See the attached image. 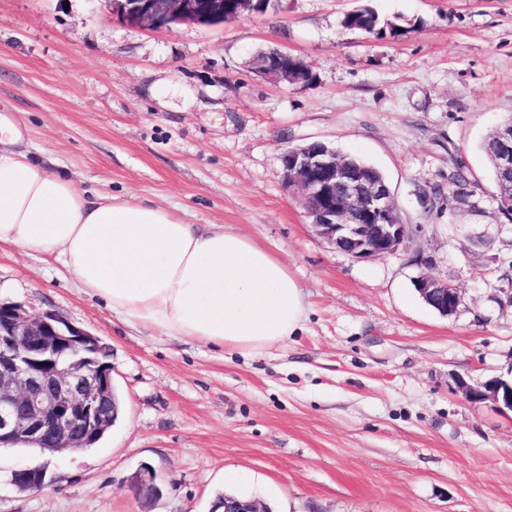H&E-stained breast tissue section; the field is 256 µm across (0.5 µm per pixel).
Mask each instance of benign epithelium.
<instances>
[{"mask_svg":"<svg viewBox=\"0 0 512 512\" xmlns=\"http://www.w3.org/2000/svg\"><path fill=\"white\" fill-rule=\"evenodd\" d=\"M254 0H112L123 22L170 30L178 25L231 23L254 14ZM255 71L291 85L305 84L312 65L277 49L254 59ZM285 188L299 197L317 234L354 260L396 251L408 225L387 186L352 170L346 155L322 142L306 153L280 157ZM498 169L512 171V123L498 134ZM416 291L443 316L456 313L461 293L429 274ZM100 338L55 313L32 314L22 304L0 302V445L25 442L44 454H78L110 426L112 365L100 356ZM472 402L491 400L512 412V381L493 378L479 387L460 382ZM221 512H267L253 499L226 497Z\"/></svg>","mask_w":512,"mask_h":512,"instance_id":"1","label":"benign epithelium"}]
</instances>
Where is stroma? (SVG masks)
I'll return each instance as SVG.
<instances>
[{
    "mask_svg": "<svg viewBox=\"0 0 512 512\" xmlns=\"http://www.w3.org/2000/svg\"><path fill=\"white\" fill-rule=\"evenodd\" d=\"M368 9L383 29L341 26ZM277 48L316 78L252 68ZM512 119V0H280L218 26H131L112 0H0V122L79 188L221 224L285 261L303 328L244 356L125 323L55 261L0 246V302L54 312L111 349L123 412L94 448L0 449V512H210L233 490L273 512H512V412L466 401L512 372V222L481 143ZM322 141L386 176L409 238L356 261L283 185ZM456 160L474 193L448 198ZM460 289L454 315L421 273ZM22 466L48 487L21 492ZM246 484L231 488L224 472ZM162 489L143 503L136 475ZM416 291L426 304H433L443 316L456 313L461 303L458 288H452L448 282L438 280L429 274H421L414 280Z\"/></svg>",
    "mask_w": 512,
    "mask_h": 512,
    "instance_id": "stroma-1",
    "label": "stroma"
}]
</instances>
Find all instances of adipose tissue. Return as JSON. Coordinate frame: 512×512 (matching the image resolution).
Instances as JSON below:
<instances>
[{
  "instance_id": "ef3b65f1",
  "label": "adipose tissue",
  "mask_w": 512,
  "mask_h": 512,
  "mask_svg": "<svg viewBox=\"0 0 512 512\" xmlns=\"http://www.w3.org/2000/svg\"><path fill=\"white\" fill-rule=\"evenodd\" d=\"M0 126V244L54 259L126 323L219 350L266 354L301 330L302 288L250 238L189 224L134 195H92Z\"/></svg>"
}]
</instances>
